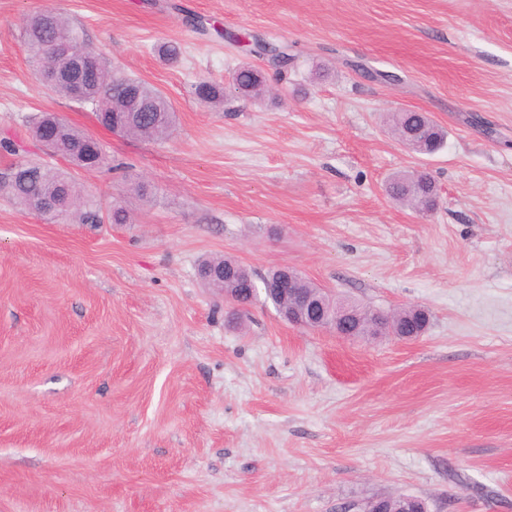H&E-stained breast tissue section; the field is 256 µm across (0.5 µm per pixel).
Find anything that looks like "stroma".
I'll return each instance as SVG.
<instances>
[{"mask_svg":"<svg viewBox=\"0 0 512 512\" xmlns=\"http://www.w3.org/2000/svg\"><path fill=\"white\" fill-rule=\"evenodd\" d=\"M46 7L168 96V140L45 94L21 26ZM244 32L287 47V70ZM247 63L272 95L229 90ZM202 80L223 105L197 99ZM405 108L447 130L442 150L389 132ZM38 112L102 140L75 177L131 221L49 224L0 194V512H336L401 493L512 512V0H0V140L19 146L0 174L68 169L33 140ZM413 171L436 182L430 213L385 192ZM222 255L420 306L429 328L344 340L234 307L198 276Z\"/></svg>","mask_w":512,"mask_h":512,"instance_id":"1","label":"stroma"}]
</instances>
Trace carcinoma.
<instances>
[{
    "label": "carcinoma",
    "instance_id": "obj_1",
    "mask_svg": "<svg viewBox=\"0 0 512 512\" xmlns=\"http://www.w3.org/2000/svg\"><path fill=\"white\" fill-rule=\"evenodd\" d=\"M24 44L34 72L41 73L47 60L49 46L82 45L89 55L90 64L84 70L82 83L84 103L92 106L99 124L108 131L123 133L133 137L156 141L166 140L175 124V110L170 99L158 88L136 77L122 75L112 69L101 54L87 43L84 32L71 24L61 13L50 17L34 14L23 22ZM253 51L266 53L280 67L288 66L290 56L285 49L271 46L255 35L247 34ZM234 80L244 97H259L264 92V82L258 72L248 65L239 67ZM195 95L206 104L224 103V87L202 80L195 85ZM112 106H107V103ZM421 126L428 127V135L419 154L430 155L438 151L444 143L447 132L429 119L424 112L390 113V129L400 136L407 130ZM89 133L73 126L67 137L57 141L56 150L61 157L73 166L81 165V146ZM63 186L74 202V207L66 216L74 217L81 224L129 223L126 210L118 205L104 210L95 201L84 197L75 177L67 172L40 162H26L14 174L7 172L0 176V191L6 192L15 202L25 207L31 201L47 196L48 192ZM387 194L394 200L403 202L419 211L433 210L436 186L434 179L425 172L412 175H398L386 186ZM201 266L209 269H224V281L207 279L210 288H234L236 300L241 307L253 303L249 299L250 289L256 287L253 272L238 260L231 257L209 258ZM395 331L402 336L422 335L430 321L425 309L418 306H405L391 312ZM371 509L381 506L386 512H404L408 504L404 495L392 498H371L364 503Z\"/></svg>",
    "mask_w": 512,
    "mask_h": 512
}]
</instances>
